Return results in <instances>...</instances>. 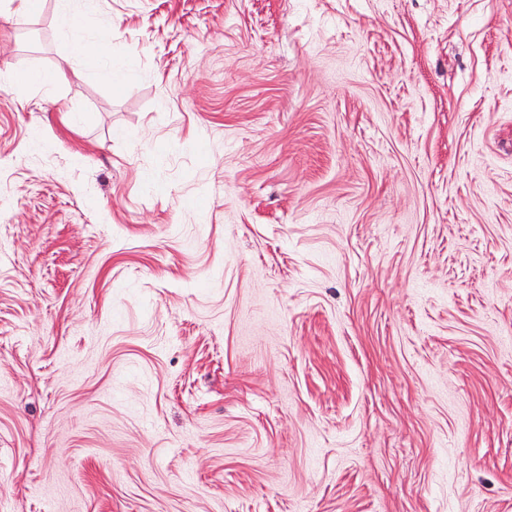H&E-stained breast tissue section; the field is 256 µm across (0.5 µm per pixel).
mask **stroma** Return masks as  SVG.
I'll list each match as a JSON object with an SVG mask.
<instances>
[{
  "instance_id": "obj_1",
  "label": "stroma",
  "mask_w": 512,
  "mask_h": 512,
  "mask_svg": "<svg viewBox=\"0 0 512 512\" xmlns=\"http://www.w3.org/2000/svg\"><path fill=\"white\" fill-rule=\"evenodd\" d=\"M0 0V512H512V0ZM63 3L61 13L62 26L66 37L69 41L70 54L72 58L83 60L86 63L97 65L104 64L108 55L100 45L88 43L81 31L74 23V19L78 16L67 9L66 4L70 0H60Z\"/></svg>"
}]
</instances>
